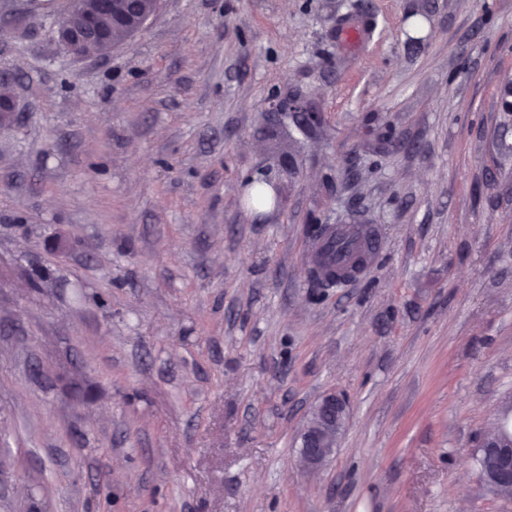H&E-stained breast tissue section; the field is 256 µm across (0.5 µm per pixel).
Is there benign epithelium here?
I'll return each mask as SVG.
<instances>
[{
	"label": "benign epithelium",
	"mask_w": 512,
	"mask_h": 512,
	"mask_svg": "<svg viewBox=\"0 0 512 512\" xmlns=\"http://www.w3.org/2000/svg\"><path fill=\"white\" fill-rule=\"evenodd\" d=\"M142 0H69L60 12L57 36L74 59L88 55L91 44L112 40V28L102 23V18L111 16L126 25L143 27L145 19L140 14ZM81 14V23H72L74 13ZM271 112L277 115L289 113L301 118L305 127L314 125L317 113L313 112L298 95L275 96ZM349 417L348 399L336 393L325 394L313 407L309 418L298 435L299 454L308 467H322L335 453L340 437ZM479 447L494 452L495 480L486 482L494 495H501L506 487H512V414H504L496 423L493 434L485 436Z\"/></svg>",
	"instance_id": "7a95c632"
}]
</instances>
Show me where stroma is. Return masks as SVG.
Segmentation results:
<instances>
[{
	"mask_svg": "<svg viewBox=\"0 0 512 512\" xmlns=\"http://www.w3.org/2000/svg\"><path fill=\"white\" fill-rule=\"evenodd\" d=\"M351 2L160 0L75 60L62 0H0V512H512L472 460L512 400V0H368L357 44ZM318 223L376 227L353 282H311ZM499 99H500V114L506 115L508 117L507 121H503L499 124V119L494 131V141L498 143V145L502 148H510L512 147L511 141H508V137L510 134V139L512 136V121H511V112H512V81H505L499 91ZM507 109V112H505ZM277 115H285L286 112L294 118H301V124L305 127H312L318 116L313 112L305 102V100L298 95H288L287 97L275 96L271 111ZM348 417L349 402L342 395L327 393L316 403L298 435L299 454L309 468L322 467L335 453Z\"/></svg>",
	"mask_w": 512,
	"mask_h": 512,
	"instance_id": "stroma-1",
	"label": "stroma"
}]
</instances>
